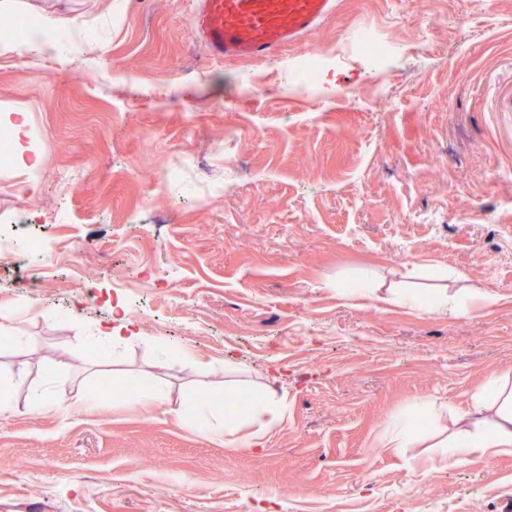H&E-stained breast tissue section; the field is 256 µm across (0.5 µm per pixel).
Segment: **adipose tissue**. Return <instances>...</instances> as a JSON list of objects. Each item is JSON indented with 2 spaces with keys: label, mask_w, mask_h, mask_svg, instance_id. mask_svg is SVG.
<instances>
[{
  "label": "adipose tissue",
  "mask_w": 512,
  "mask_h": 512,
  "mask_svg": "<svg viewBox=\"0 0 512 512\" xmlns=\"http://www.w3.org/2000/svg\"><path fill=\"white\" fill-rule=\"evenodd\" d=\"M68 29V19L55 15L42 16L32 23L24 41L39 54L61 55L67 46L64 35ZM0 122L10 130L16 164L30 171L35 170L39 157L29 144L30 123L27 112L10 106L2 107ZM353 289L375 301L384 295L389 301L435 314H462L474 302L489 299L487 293L475 286L453 294L444 288L432 293L420 288H388L369 269L356 279ZM181 410L193 419L198 433L223 441L228 448L237 447L241 443L236 437L239 421L237 415H219L213 402L191 396L182 401ZM284 413L285 407L276 389L268 387L262 390L253 398L246 419L251 431L242 443L249 448L261 447L264 436L279 426ZM462 421L463 430L438 445L440 454L449 463L460 462L476 451H512V374H500L496 379L479 386Z\"/></svg>",
  "instance_id": "1"
}]
</instances>
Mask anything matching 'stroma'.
I'll list each match as a JSON object with an SVG mask.
<instances>
[{
	"label": "stroma",
	"mask_w": 512,
	"mask_h": 512,
	"mask_svg": "<svg viewBox=\"0 0 512 512\" xmlns=\"http://www.w3.org/2000/svg\"><path fill=\"white\" fill-rule=\"evenodd\" d=\"M31 9L91 37L71 58L0 56V104L28 112L41 158L34 190L0 161V233L47 247L0 252V512L512 505V452L452 466L435 449L512 370V0H339L272 61L210 57L193 0ZM370 38L390 51L378 68ZM366 269L492 300L462 316L370 301L347 288ZM117 306L137 336L103 359ZM134 381L165 389L168 416L135 408ZM266 384L286 413L262 448L176 418L186 394L222 406ZM37 395L55 412L29 410ZM424 398L441 410L412 447H383Z\"/></svg>",
	"instance_id": "1"
}]
</instances>
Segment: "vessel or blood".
<instances>
[{
	"label": "vessel or blood",
	"mask_w": 512,
	"mask_h": 512,
	"mask_svg": "<svg viewBox=\"0 0 512 512\" xmlns=\"http://www.w3.org/2000/svg\"><path fill=\"white\" fill-rule=\"evenodd\" d=\"M336 8L337 0H198L194 32L212 57L270 60Z\"/></svg>",
	"instance_id": "1"
}]
</instances>
